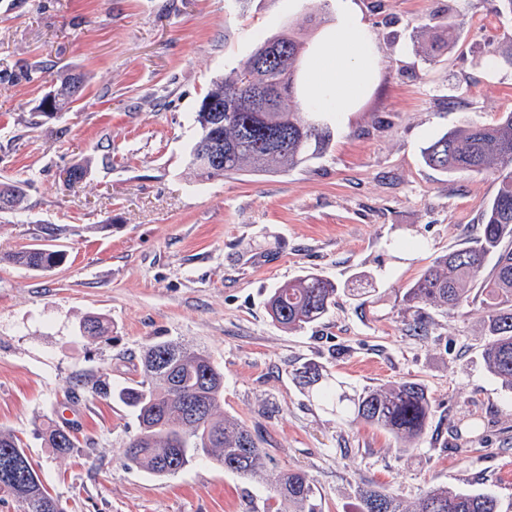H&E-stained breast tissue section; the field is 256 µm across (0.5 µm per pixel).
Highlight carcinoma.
Returning <instances> with one entry per match:
<instances>
[{"label": "carcinoma", "instance_id": "obj_1", "mask_svg": "<svg viewBox=\"0 0 512 512\" xmlns=\"http://www.w3.org/2000/svg\"><path fill=\"white\" fill-rule=\"evenodd\" d=\"M306 41L292 29L260 42L230 75L215 80L203 96L195 121L199 135L188 168L204 179L240 172L284 173L323 155L333 139L328 123L316 127L292 109L300 92L299 74ZM86 77L58 76L52 89L55 113L66 112L82 97ZM435 170L461 175L498 174L499 187L487 205L479 235L470 245L437 257L409 287L401 302L415 310L411 331L428 333L425 307L456 310L484 295L486 319L483 359L487 371L512 393V112L493 124H466L433 139L423 150ZM26 199L22 181L0 183V211H17ZM67 253L51 244H33L6 256L9 263L36 271L60 266ZM488 274H483L486 265ZM339 286L309 272L274 289L267 300L278 326L298 330L321 320L336 302ZM82 335L105 336L107 324L89 316ZM140 379L96 393L116 396L131 408L139 433L124 458L145 472L167 478L197 459H211L240 475L270 480L276 496L303 507L313 495L304 471L267 474V452L241 422L224 415V369L204 351L174 341L148 344L141 355ZM316 398L351 421H363L408 444L419 438L430 415L431 398L422 384L403 381L364 387L353 393L343 383L307 365L299 372ZM48 447L66 456L75 438L62 427L45 430ZM20 439L0 430V497L14 500L19 512H55L56 497L40 479ZM358 512H499L487 492L437 487L413 509L397 497L371 487L359 490Z\"/></svg>", "mask_w": 512, "mask_h": 512}]
</instances>
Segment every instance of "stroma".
<instances>
[{"instance_id": "stroma-1", "label": "stroma", "mask_w": 512, "mask_h": 512, "mask_svg": "<svg viewBox=\"0 0 512 512\" xmlns=\"http://www.w3.org/2000/svg\"><path fill=\"white\" fill-rule=\"evenodd\" d=\"M380 62L333 121L323 156L281 174L195 177L186 165L210 83L286 29L317 44L310 0H0V182L31 180L0 213V429L13 432L65 512H295L268 483L191 463L157 478L127 463L139 431L101 384L138 378L151 342L206 350L224 370V412L261 436L269 467L313 479L310 512H356L368 484L417 502L429 488L490 491L512 512V396L485 369L481 302L430 310L414 335L399 293L480 231L494 175L426 165L436 135L512 112V14L496 0H356ZM449 37L447 51L429 44ZM83 97L34 123L65 71ZM90 161L82 183L70 167ZM60 228L64 265L28 270L4 254ZM314 271L341 292L317 323L274 324L273 288ZM99 316L109 335L79 332ZM351 388L422 383L431 415L399 450L386 431L319 402L306 364ZM70 430L62 457L42 436Z\"/></svg>"}]
</instances>
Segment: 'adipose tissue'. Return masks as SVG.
Here are the masks:
<instances>
[{"label": "adipose tissue", "mask_w": 512, "mask_h": 512, "mask_svg": "<svg viewBox=\"0 0 512 512\" xmlns=\"http://www.w3.org/2000/svg\"><path fill=\"white\" fill-rule=\"evenodd\" d=\"M338 21L312 51L313 78L304 106L311 112L349 111L370 83L379 57L355 0H336Z\"/></svg>", "instance_id": "adipose-tissue-1"}]
</instances>
